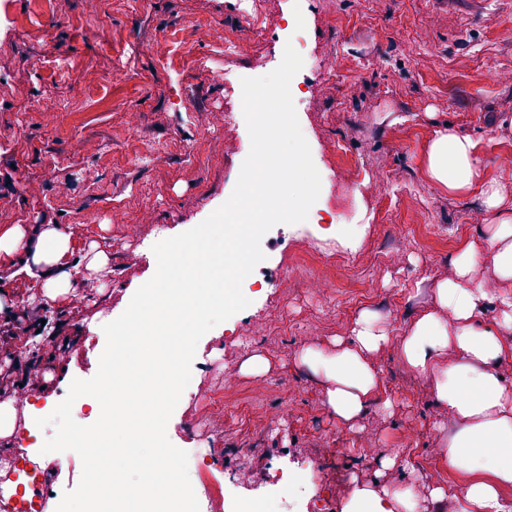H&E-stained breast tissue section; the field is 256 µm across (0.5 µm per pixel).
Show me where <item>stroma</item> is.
<instances>
[{
	"label": "stroma",
	"mask_w": 512,
	"mask_h": 512,
	"mask_svg": "<svg viewBox=\"0 0 512 512\" xmlns=\"http://www.w3.org/2000/svg\"><path fill=\"white\" fill-rule=\"evenodd\" d=\"M237 2L102 0L92 15L84 0H0V228L72 232L71 261L81 267L73 286L87 296L45 302L38 283L1 257L0 294L36 308L56 339L0 344V365L38 366L33 402L46 416L73 380L96 374L104 325L156 271L153 245L203 222L235 188L251 143L224 127L225 112L242 105L240 82L225 74L275 70L293 37L287 19L299 15L305 48L293 101L328 178L319 202L338 216L334 248L318 257L296 242L288 282L252 286L249 306L201 339L196 361L222 354V370L193 374L167 435L180 448L195 433L220 440L212 477L253 512H279L269 493L283 474L306 488L296 512H313L320 495L341 512L357 480L410 486L421 512H433L432 484L458 491L466 481L440 451L460 422L402 362L399 338L436 309L437 282L453 275L466 243L487 237L493 216L479 188L451 194L432 184L427 152L445 127L470 137L481 180L500 182L512 203V170L502 166L512 157V83L499 79L512 71V0H257L264 35L255 40ZM211 25L250 38L248 54L214 48ZM164 38L165 64L155 56ZM325 56L337 79L318 68ZM49 90L58 111L40 109ZM129 111L141 116L137 129L125 124ZM116 206L139 224V237L113 223ZM92 242L110 256V277L89 269ZM313 272L334 281L328 294L310 291ZM364 312L391 340L371 357L377 397L346 424L327 404L325 377L300 354L335 351ZM258 356L266 365L255 374L248 365ZM212 395L222 399L215 412L206 405ZM241 448L256 454L249 480L236 486L229 477ZM394 454L398 464L383 467ZM25 468L42 471L61 495L78 485L82 461L72 451L37 452Z\"/></svg>",
	"instance_id": "35a3bbf8"
}]
</instances>
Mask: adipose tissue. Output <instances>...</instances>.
I'll list each match as a JSON object with an SVG mask.
<instances>
[{"instance_id": "adipose-tissue-1", "label": "adipose tissue", "mask_w": 512, "mask_h": 512, "mask_svg": "<svg viewBox=\"0 0 512 512\" xmlns=\"http://www.w3.org/2000/svg\"><path fill=\"white\" fill-rule=\"evenodd\" d=\"M427 175L454 193L480 185L483 202L494 222L487 239L470 242L454 260L455 274L436 285L440 309L421 315L401 340L403 361L429 378L439 403L461 420L443 453L448 467L469 475L461 512H512L500 496L512 485V384L498 371L512 356V296L499 299L501 316L483 319L485 288L472 277L478 262L488 263L504 280L512 279V212L503 207L497 183L478 184L476 144L453 129L437 131L427 153ZM71 235L56 224L33 229L16 225L0 229V256L22 260V272L39 280L43 296L53 301L71 290L72 272L64 259ZM390 341L387 331L368 314L358 317L347 344L327 353L308 348L301 358L330 383L327 403L337 417L353 421L372 400L381 378L368 361ZM456 360H449V351ZM415 499L374 484H355L342 512H416Z\"/></svg>"}]
</instances>
